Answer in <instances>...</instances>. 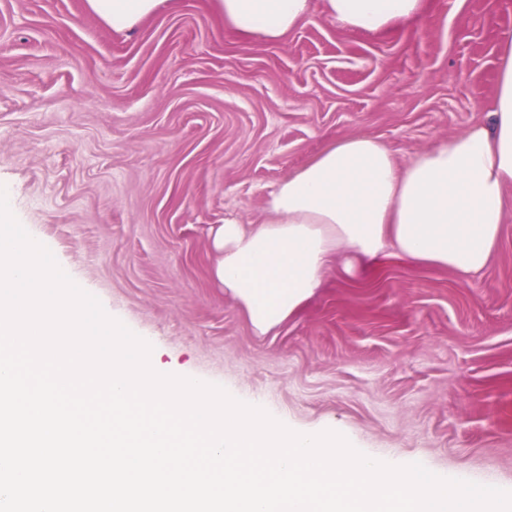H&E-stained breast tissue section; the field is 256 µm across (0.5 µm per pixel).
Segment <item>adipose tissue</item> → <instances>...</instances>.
<instances>
[{"mask_svg": "<svg viewBox=\"0 0 512 512\" xmlns=\"http://www.w3.org/2000/svg\"><path fill=\"white\" fill-rule=\"evenodd\" d=\"M161 0H87L116 31L132 29ZM232 32L268 42L311 21V0H212ZM426 0H323L325 16L354 33L382 34L415 20ZM490 124L464 128L399 165L380 139L329 142L279 181L259 224L213 230L215 280L266 333L293 315L337 266L350 277L397 258L463 279L490 264L512 200V38L500 42Z\"/></svg>", "mask_w": 512, "mask_h": 512, "instance_id": "1", "label": "adipose tissue"}]
</instances>
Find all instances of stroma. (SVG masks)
I'll return each mask as SVG.
<instances>
[{"instance_id":"obj_1","label":"stroma","mask_w":512,"mask_h":512,"mask_svg":"<svg viewBox=\"0 0 512 512\" xmlns=\"http://www.w3.org/2000/svg\"><path fill=\"white\" fill-rule=\"evenodd\" d=\"M314 17L270 43L210 0L117 32L86 0H0V186L29 234L168 369L393 465L512 491V212L475 279L391 258L328 270L257 334L211 274V230L257 223L332 140L399 163L489 124L512 0H429L386 34Z\"/></svg>"}]
</instances>
